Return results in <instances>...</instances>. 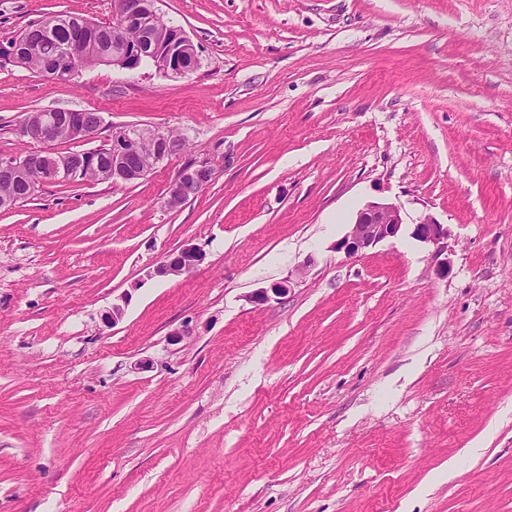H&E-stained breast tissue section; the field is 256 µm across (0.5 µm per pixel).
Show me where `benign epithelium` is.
I'll return each instance as SVG.
<instances>
[{
    "mask_svg": "<svg viewBox=\"0 0 512 512\" xmlns=\"http://www.w3.org/2000/svg\"><path fill=\"white\" fill-rule=\"evenodd\" d=\"M156 0H112V33L106 39L112 49L104 50L87 26L80 25L70 37L59 43L52 62L44 65V73L57 78L72 76L80 64L92 57L95 61L126 70L141 65L146 55L144 46L157 49L149 54L156 70L165 74L183 75L194 70L198 58L192 40L180 28L165 30L162 41H157L161 29V15ZM139 30V38L131 40L125 31ZM66 124L77 138L92 141L97 138L102 119L91 121L86 112L63 114ZM58 120L51 112H30L24 119L20 134L31 143L45 146L40 151L0 161V169L8 171L14 182L29 193L43 185L59 180L68 172L80 171L85 165L81 155L61 154L47 150L57 141ZM174 154V146L166 135L149 129L132 128L112 136V170L107 175L114 182H133L147 176L158 164ZM212 181L210 168L188 166L171 183L165 199L170 209L182 206L203 192ZM403 226L399 207L390 202H370L359 209L346 235L336 243V249L348 258H355L379 242L398 236ZM412 235L420 242L440 246L447 238L444 225L431 217H424L414 225ZM204 260L202 249L194 244L183 245L178 253L153 269L159 277L178 276L195 268ZM288 292V281L261 288L251 296L255 305L267 303L271 296Z\"/></svg>",
    "mask_w": 512,
    "mask_h": 512,
    "instance_id": "benign-epithelium-1",
    "label": "benign epithelium"
}]
</instances>
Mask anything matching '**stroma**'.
<instances>
[{
    "instance_id": "1",
    "label": "stroma",
    "mask_w": 512,
    "mask_h": 512,
    "mask_svg": "<svg viewBox=\"0 0 512 512\" xmlns=\"http://www.w3.org/2000/svg\"><path fill=\"white\" fill-rule=\"evenodd\" d=\"M156 6L193 72L0 61V159L50 109L186 142L0 210V512H512V0ZM57 15L112 0H0V44ZM379 199L403 232L347 258ZM187 242L203 262L153 276ZM212 175L210 168L207 166H187L171 183L165 199V205L168 208L175 209L190 199L195 198L212 181ZM412 235L420 242L435 245L438 248L447 238L448 232L443 224H437L431 217H424L415 224Z\"/></svg>"
}]
</instances>
